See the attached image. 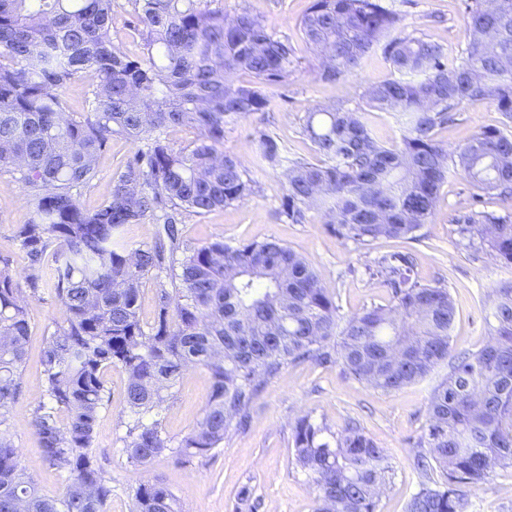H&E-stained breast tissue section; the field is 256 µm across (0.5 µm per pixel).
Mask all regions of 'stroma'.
I'll return each mask as SVG.
<instances>
[{"instance_id":"35a3bbf8","label":"stroma","mask_w":512,"mask_h":512,"mask_svg":"<svg viewBox=\"0 0 512 512\" xmlns=\"http://www.w3.org/2000/svg\"><path fill=\"white\" fill-rule=\"evenodd\" d=\"M403 17V31L441 44L449 58L456 60L465 47L467 0H383ZM311 0H207L213 11L231 15L247 9L261 19L268 32L288 38L295 50V68L285 86L274 88L265 111L228 124L224 147L252 171V195L231 206L203 216L187 215L181 223L184 241L199 247L221 238L239 241L276 239L306 257L316 268L342 318L371 305H385L390 292L372 279L368 267L380 256L412 253L416 276L421 283L447 286L456 319L451 331L453 353L474 352L488 339L491 307L488 294L501 284L512 282V267L493 260L485 250L472 245L458 232V222L474 211H492L512 218V196L474 198L473 190L456 170H449L440 189L436 213L419 231L420 238L378 240L368 246L338 239L330 233L316 212L306 223L281 221L278 211L285 193L282 176L257 168V140L261 131L274 132L292 154L315 159L314 146L302 133V119L318 105L343 104L353 109L362 103L365 89L391 78L393 68L381 51H373L348 76L333 82L320 79V62L307 49L299 23ZM483 127L512 131V120L494 106H465L452 122L437 128V141L456 150ZM134 145L113 140L98 159L96 185L82 191L81 206L91 210L108 196L111 178L132 156ZM30 218L27 199L15 177L0 172V258L10 260V272L23 279L27 260L16 240L17 225ZM33 334L28 344L23 374V392L12 411L9 433L22 465L44 494L55 496L66 488L65 475L42 461L32 409L42 396L40 359L44 331L61 321L62 314L52 297L27 301ZM441 365L425 380L393 393L373 389L346 377L340 366H318L310 362L288 365L269 381L253 404L248 428L225 439L223 445L192 464L178 463L163 455L147 466L129 463L120 441L131 419L126 407L125 373L117 367L106 369L103 379L109 400L100 412L95 453L112 479V500L107 512H130L134 489L143 482L159 479L177 496L182 512H312L317 490L296 468L292 430L296 420L309 416L332 432L356 425L379 447L385 448L392 477L381 497L379 512H405L419 488L414 467L415 441L426 420L433 388L447 376ZM210 392L205 368H189L180 378L165 411L161 414L167 434L181 440L201 419ZM247 500H240L241 489ZM470 512H512V470L494 473L489 482L471 497Z\"/></svg>"}]
</instances>
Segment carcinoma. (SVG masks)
<instances>
[{
  "mask_svg": "<svg viewBox=\"0 0 512 512\" xmlns=\"http://www.w3.org/2000/svg\"><path fill=\"white\" fill-rule=\"evenodd\" d=\"M113 2L0 0V170L21 183L31 212L15 233L29 260L24 283L0 260V427L9 426L27 359L26 298L46 292L63 319L45 337L32 426L44 463L68 481L61 495L43 494L0 431V512H106L112 479L91 448L109 367L127 376L133 416L120 441L129 462L145 466L163 454L188 462L219 448L246 425L264 385L304 361L338 363L385 393L449 363L416 442L420 482L406 512H468L474 491L512 469V283L489 297L487 344L455 357L448 288L420 283L409 254L384 255L370 269L389 303L343 321L311 262L276 239L187 246L183 213L202 216L252 193L248 169L224 150V128L268 106L266 89L288 79L294 48L246 11L231 17L204 0H128L143 42L132 57L112 39ZM400 25L382 0H312L300 21L322 80L353 73L379 47L396 76L369 86L360 108L305 113L315 163L260 133L257 162L281 172L288 223L315 210L342 240H415L435 215L450 161L476 191L512 193V135L484 127L453 154L434 138L464 104L512 117V0H468L466 47L451 63L442 46L403 35ZM90 69L97 81L86 107L65 112L64 88ZM238 72L252 81L235 83ZM369 112L400 116L401 141H379ZM171 126L197 130L196 140L175 147ZM114 138L138 149L107 199L86 210L78 196L95 186L96 160ZM148 216L155 241L128 247L124 227ZM458 233L512 266L511 219L475 212ZM147 278L158 284V311L146 330L138 302ZM196 365L207 369L210 393L196 429L176 443L160 416ZM293 448L318 492L314 512H378L391 466L363 431L335 434L303 416ZM177 502L168 486L147 481L134 489L130 512H178Z\"/></svg>",
  "mask_w": 512,
  "mask_h": 512,
  "instance_id": "obj_1",
  "label": "carcinoma"
}]
</instances>
